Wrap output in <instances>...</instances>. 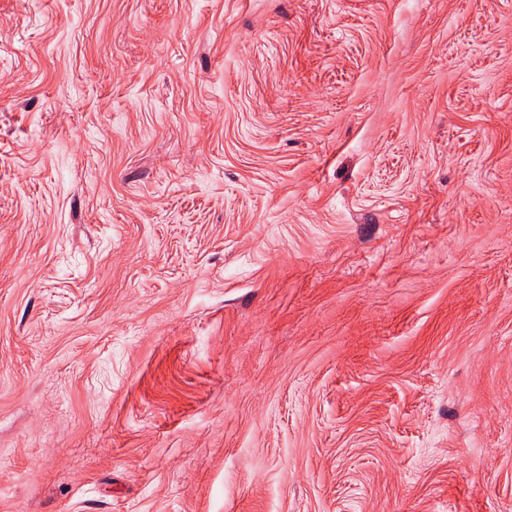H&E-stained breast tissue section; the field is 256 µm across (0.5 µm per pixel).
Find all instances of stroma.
<instances>
[{
	"mask_svg": "<svg viewBox=\"0 0 512 512\" xmlns=\"http://www.w3.org/2000/svg\"><path fill=\"white\" fill-rule=\"evenodd\" d=\"M0 512H512V0H0Z\"/></svg>",
	"mask_w": 512,
	"mask_h": 512,
	"instance_id": "1",
	"label": "stroma"
}]
</instances>
